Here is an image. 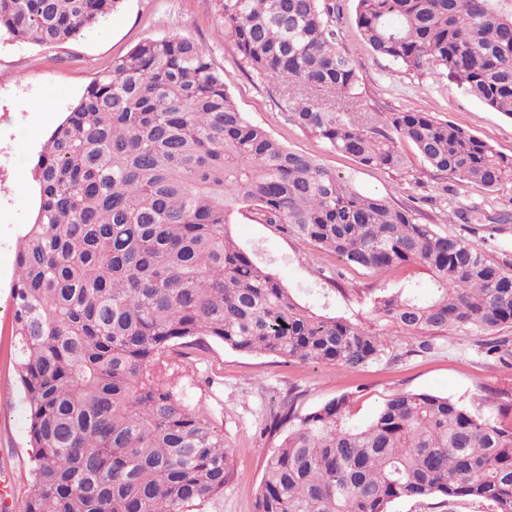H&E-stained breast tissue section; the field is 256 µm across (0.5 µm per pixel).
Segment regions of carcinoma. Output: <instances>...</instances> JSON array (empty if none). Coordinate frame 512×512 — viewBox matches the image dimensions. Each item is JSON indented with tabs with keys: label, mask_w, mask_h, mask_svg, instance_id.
I'll return each mask as SVG.
<instances>
[{
	"label": "carcinoma",
	"mask_w": 512,
	"mask_h": 512,
	"mask_svg": "<svg viewBox=\"0 0 512 512\" xmlns=\"http://www.w3.org/2000/svg\"><path fill=\"white\" fill-rule=\"evenodd\" d=\"M123 0H0V36L65 42ZM220 33L278 88L288 121L365 166L407 164L386 129L438 172L495 191L512 156L424 110L354 112L361 77L336 0H216ZM372 49L431 69L512 116L506 0H358ZM39 206L11 285L16 373L29 422L24 512H192L234 477L224 434L178 386L183 349L233 350L355 370L388 356L378 330L298 303L229 231L246 211L344 264L415 263L431 285L381 290L373 310L419 346L449 328L512 325V269L475 242L362 193L240 112L196 41L147 38L97 75L33 167ZM351 395L305 415L285 396L263 431L255 512H389L436 498L512 512V425L459 399L390 396L364 425Z\"/></svg>",
	"instance_id": "obj_1"
}]
</instances>
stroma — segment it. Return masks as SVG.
<instances>
[{"label": "stroma", "instance_id": "stroma-1", "mask_svg": "<svg viewBox=\"0 0 512 512\" xmlns=\"http://www.w3.org/2000/svg\"><path fill=\"white\" fill-rule=\"evenodd\" d=\"M342 44L361 76L355 105L360 112L425 110L512 156V117L493 111L448 79L427 71H408L372 51L356 24L357 0H336ZM215 0H124L98 26L60 44L35 45L0 38V476L12 482L8 512H22L29 493L25 404L17 383V351L12 336L10 286L21 225L30 223L39 204L32 168L43 144L70 112L90 81L138 42L173 34L203 45L246 118L289 148L314 157L365 193L411 206L422 224L441 233L479 243L503 267L512 266V222L466 224L460 213L480 209L493 216L512 213V179L490 192L461 184L429 168L414 146L399 140L407 159L402 170L362 166L350 155L288 122L275 85L252 72L234 46L221 36ZM53 99V113L33 103ZM238 244L275 272L302 304L329 316L348 318L376 329L386 324L369 297L383 289H427L424 271L407 264L383 272L344 266L334 254L280 234L274 226L237 214L230 226ZM393 361L356 370L245 354L212 343L191 350L182 362L181 386L189 400L223 431L233 451L236 475L224 494L200 512H254L271 440L263 433L269 411L288 389L299 393L307 413L345 393L352 394L350 419L369 421L389 396L428 392L481 403L512 423V363L485 356L475 334L451 329L431 346L411 350L404 334L386 338Z\"/></svg>", "mask_w": 512, "mask_h": 512}]
</instances>
